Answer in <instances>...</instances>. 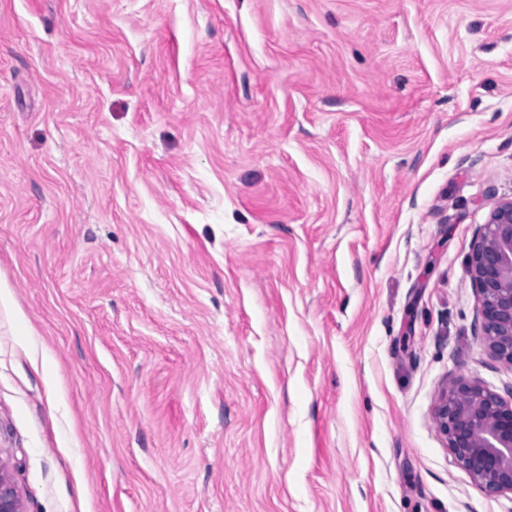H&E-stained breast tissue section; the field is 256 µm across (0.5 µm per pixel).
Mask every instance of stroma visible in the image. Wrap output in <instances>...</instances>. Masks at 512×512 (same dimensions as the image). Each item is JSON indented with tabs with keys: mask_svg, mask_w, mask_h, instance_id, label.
Returning a JSON list of instances; mask_svg holds the SVG:
<instances>
[{
	"mask_svg": "<svg viewBox=\"0 0 512 512\" xmlns=\"http://www.w3.org/2000/svg\"><path fill=\"white\" fill-rule=\"evenodd\" d=\"M512 0H0V465L24 512H512ZM468 272L488 349L512 367V198L496 205L479 229ZM456 463L489 494L512 493V393L509 400L482 382L446 388L435 410Z\"/></svg>",
	"mask_w": 512,
	"mask_h": 512,
	"instance_id": "stroma-1",
	"label": "stroma"
}]
</instances>
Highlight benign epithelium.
<instances>
[{
    "mask_svg": "<svg viewBox=\"0 0 512 512\" xmlns=\"http://www.w3.org/2000/svg\"><path fill=\"white\" fill-rule=\"evenodd\" d=\"M468 272L488 349L512 366V198L496 205L473 240ZM435 420L456 463L489 494L512 493V397L459 381L440 396ZM0 512H22L0 473Z\"/></svg>",
    "mask_w": 512,
    "mask_h": 512,
    "instance_id": "1",
    "label": "benign epithelium"
}]
</instances>
